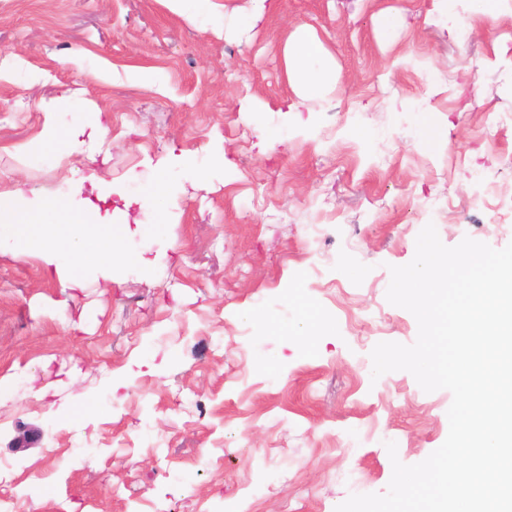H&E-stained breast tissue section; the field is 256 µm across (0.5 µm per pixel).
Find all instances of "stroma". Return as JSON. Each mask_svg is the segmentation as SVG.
<instances>
[{"label":"stroma","mask_w":512,"mask_h":512,"mask_svg":"<svg viewBox=\"0 0 512 512\" xmlns=\"http://www.w3.org/2000/svg\"><path fill=\"white\" fill-rule=\"evenodd\" d=\"M433 3L278 0L228 31L249 0L198 17L173 0H0V201L78 183L93 198L98 170L113 223L148 224L137 200L159 160L225 153L217 191L181 176L165 239L133 238L152 273H93L66 298L37 256L0 261L14 512H335L386 492L387 442L406 465L443 444L451 393L373 378L370 354L417 338L386 292L427 224L448 247L512 243V14ZM384 13L398 19L386 31ZM451 13L476 34L450 33ZM300 27L336 64L327 99L299 102L287 79ZM79 111L104 136L45 148L47 123ZM265 130L282 144L264 147ZM299 291L328 318L315 343L245 320L293 321ZM246 319L249 320L256 329L260 330L266 335H286L288 334V327H286L276 317L262 314L248 312Z\"/></svg>","instance_id":"35a3bbf8"}]
</instances>
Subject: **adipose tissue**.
<instances>
[{"mask_svg":"<svg viewBox=\"0 0 512 512\" xmlns=\"http://www.w3.org/2000/svg\"><path fill=\"white\" fill-rule=\"evenodd\" d=\"M288 76L302 100L322 99L328 94L334 79L332 58L323 42L308 30H297L284 49ZM295 306L299 316L294 329L305 342H314L325 318L322 312L304 296H297ZM256 329L267 335H284L290 329L276 317L250 312L246 315Z\"/></svg>","mask_w":512,"mask_h":512,"instance_id":"adipose-tissue-1","label":"adipose tissue"}]
</instances>
